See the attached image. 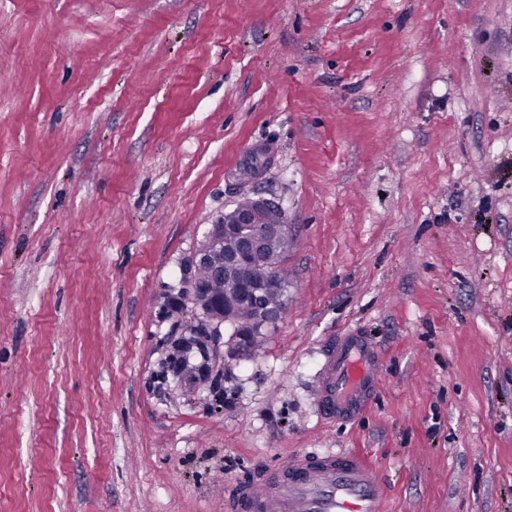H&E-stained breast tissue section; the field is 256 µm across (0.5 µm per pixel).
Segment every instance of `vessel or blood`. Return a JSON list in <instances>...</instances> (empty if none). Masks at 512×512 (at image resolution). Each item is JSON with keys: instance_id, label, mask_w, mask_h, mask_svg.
<instances>
[{"instance_id": "b4317fda", "label": "vessel or blood", "mask_w": 512, "mask_h": 512, "mask_svg": "<svg viewBox=\"0 0 512 512\" xmlns=\"http://www.w3.org/2000/svg\"><path fill=\"white\" fill-rule=\"evenodd\" d=\"M380 355L361 333L331 339L324 352L316 398L321 415L342 424L373 404ZM387 488L367 459L348 451H306L286 462L254 468L236 482L225 512H382Z\"/></svg>"}]
</instances>
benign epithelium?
Returning <instances> with one entry per match:
<instances>
[{"label":"benign epithelium","mask_w":512,"mask_h":512,"mask_svg":"<svg viewBox=\"0 0 512 512\" xmlns=\"http://www.w3.org/2000/svg\"><path fill=\"white\" fill-rule=\"evenodd\" d=\"M290 242L288 215L273 198L248 197V204H235L209 225L196 248L180 287L167 294L168 307L177 313L191 307L208 323V336L198 338L180 329L166 337L170 352L166 372L184 377L190 386L212 385L224 377V345L230 355L252 354V336L257 329L276 323L285 306L270 301V295L285 287L280 274ZM206 267L217 282L232 287L205 288L194 270ZM249 306L252 318L238 320L239 311ZM233 326L232 340L224 342V325Z\"/></svg>","instance_id":"obj_1"}]
</instances>
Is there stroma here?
I'll return each mask as SVG.
<instances>
[{
	"instance_id": "obj_1",
	"label": "stroma",
	"mask_w": 512,
	"mask_h": 512,
	"mask_svg": "<svg viewBox=\"0 0 512 512\" xmlns=\"http://www.w3.org/2000/svg\"><path fill=\"white\" fill-rule=\"evenodd\" d=\"M247 193L288 301L219 396L163 374L165 297ZM299 449L363 454L383 512H512V0H0V512H224ZM382 372L380 355L359 332L331 339L324 352L316 398L321 415L341 424L360 419L376 399Z\"/></svg>"
}]
</instances>
